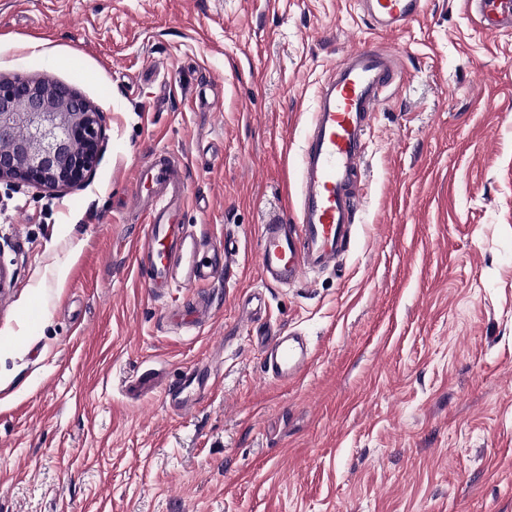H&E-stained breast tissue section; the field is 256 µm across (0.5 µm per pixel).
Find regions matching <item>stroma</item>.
<instances>
[{"instance_id":"35a3bbf8","label":"stroma","mask_w":512,"mask_h":512,"mask_svg":"<svg viewBox=\"0 0 512 512\" xmlns=\"http://www.w3.org/2000/svg\"><path fill=\"white\" fill-rule=\"evenodd\" d=\"M372 40L402 55L365 144L356 236L337 270L267 285V215H292L318 89ZM98 106L81 187L0 182V512H512V36L460 0L398 35L351 0H0V77ZM185 164L183 223L240 247L197 328L135 259L133 175ZM261 293L253 328L238 302ZM314 360L284 384L257 336ZM214 366L195 410L128 381Z\"/></svg>"}]
</instances>
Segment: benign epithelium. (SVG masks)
Listing matches in <instances>:
<instances>
[{
  "label": "benign epithelium",
  "instance_id": "benign-epithelium-1",
  "mask_svg": "<svg viewBox=\"0 0 512 512\" xmlns=\"http://www.w3.org/2000/svg\"><path fill=\"white\" fill-rule=\"evenodd\" d=\"M0 181L49 191L83 184L99 163L101 112L71 87L23 73L0 79Z\"/></svg>",
  "mask_w": 512,
  "mask_h": 512
}]
</instances>
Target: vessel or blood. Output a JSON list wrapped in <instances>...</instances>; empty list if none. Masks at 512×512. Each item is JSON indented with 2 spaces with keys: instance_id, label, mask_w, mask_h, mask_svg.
Segmentation results:
<instances>
[{
  "instance_id": "vessel-or-blood-1",
  "label": "vessel or blood",
  "mask_w": 512,
  "mask_h": 512,
  "mask_svg": "<svg viewBox=\"0 0 512 512\" xmlns=\"http://www.w3.org/2000/svg\"><path fill=\"white\" fill-rule=\"evenodd\" d=\"M373 30L398 33L423 15L429 0H357ZM463 8L482 32L512 33V0H463ZM400 73L397 52L364 45L344 53L321 83L309 132L300 158L299 209L294 222L275 217L259 231L257 262L263 281L288 285L304 275L336 265L355 232L363 199L361 169L366 137L383 96ZM189 194L179 159L164 149L151 151L136 167L132 195L146 219L137 246L146 260L147 286L160 294L179 283L208 288L236 264L235 242H216L181 224L179 214ZM213 314L208 301L172 309L169 322L196 326ZM265 373L284 383L300 379L313 361L304 336L280 332L260 341ZM195 373H185L177 388L168 390L169 406L190 413L197 399L190 388Z\"/></svg>"
}]
</instances>
